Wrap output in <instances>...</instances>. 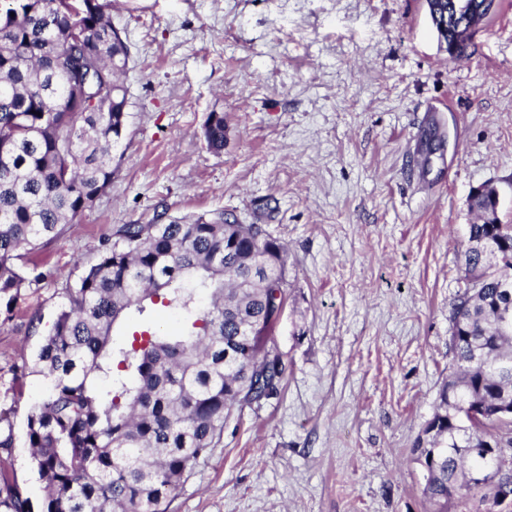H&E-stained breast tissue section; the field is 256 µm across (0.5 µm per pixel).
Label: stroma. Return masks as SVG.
I'll list each match as a JSON object with an SVG mask.
<instances>
[{
	"label": "stroma",
	"instance_id": "obj_1",
	"mask_svg": "<svg viewBox=\"0 0 512 512\" xmlns=\"http://www.w3.org/2000/svg\"><path fill=\"white\" fill-rule=\"evenodd\" d=\"M130 104L112 181L47 248L46 279L0 309V411L33 503L45 484L24 374L74 284L122 224L234 212L285 246L270 343L279 397L234 410L170 512H435L411 448L454 367L450 304L472 191L512 224V0L450 58L425 0H112ZM224 115L210 150L202 127ZM157 306L114 332L179 331ZM203 137L210 150L220 152L224 149L223 113H210L203 127Z\"/></svg>",
	"mask_w": 512,
	"mask_h": 512
}]
</instances>
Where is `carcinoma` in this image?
I'll list each match as a JSON object with an SVG mask.
<instances>
[{"label": "carcinoma", "mask_w": 512, "mask_h": 512, "mask_svg": "<svg viewBox=\"0 0 512 512\" xmlns=\"http://www.w3.org/2000/svg\"><path fill=\"white\" fill-rule=\"evenodd\" d=\"M47 23L19 0L0 3V303L45 277L17 264L39 251L105 192L127 122L130 54L112 25V0L59 8ZM102 106L89 111L92 92ZM209 149L224 150V115L203 127ZM499 197L473 195L497 213ZM284 246L231 213L123 224L97 260L65 289L31 365L50 380L26 417V445L45 482L32 503L11 461L12 429L0 430V512H169L175 492L224 435L233 410L278 396L284 369L268 343L269 315L284 293ZM468 284L450 311L455 370L412 453L428 471L423 492L440 507L479 498L497 512L512 493V224L468 226ZM208 306L201 310L197 294ZM161 305L195 312L179 334L143 331L113 341L131 311ZM482 410L473 421L468 409ZM485 474V482L472 473Z\"/></svg>", "instance_id": "carcinoma-1"}]
</instances>
